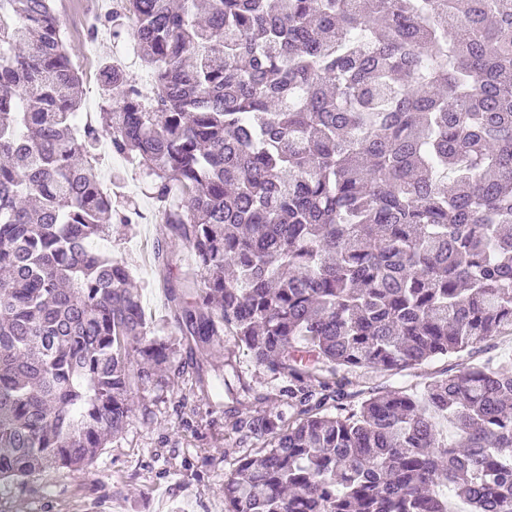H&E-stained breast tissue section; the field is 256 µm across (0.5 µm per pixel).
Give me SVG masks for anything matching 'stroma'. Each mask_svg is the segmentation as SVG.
Segmentation results:
<instances>
[{
    "mask_svg": "<svg viewBox=\"0 0 512 512\" xmlns=\"http://www.w3.org/2000/svg\"><path fill=\"white\" fill-rule=\"evenodd\" d=\"M115 6V0H72L62 11L67 50L82 78V118L99 110L100 63L125 49V39L96 28L99 17ZM97 168L105 186L113 172L123 173L122 192L140 219L132 231L94 246L130 262L144 312L163 329L169 314L164 280L183 281L195 265L194 255L162 224L161 204L138 169L108 149L100 151ZM178 359L185 364L183 376L135 392L127 426L89 465L29 477L0 495V512H225L228 424L236 413L265 418L277 412L288 380L258 366L230 335L211 355L194 361L182 351ZM220 378L227 385L221 396L201 390V383Z\"/></svg>",
    "mask_w": 512,
    "mask_h": 512,
    "instance_id": "stroma-1",
    "label": "stroma"
}]
</instances>
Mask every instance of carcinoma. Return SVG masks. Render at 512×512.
<instances>
[{"mask_svg":"<svg viewBox=\"0 0 512 512\" xmlns=\"http://www.w3.org/2000/svg\"><path fill=\"white\" fill-rule=\"evenodd\" d=\"M55 2L0 0V488L82 469L184 373L176 346L228 331L288 376L291 414L231 422L269 439L226 512H512V373L357 402L327 381L512 332V0H120L101 24L133 21L152 94L104 63L82 126ZM105 135L157 200L179 190L175 344L92 247L137 215L101 185Z\"/></svg>","mask_w":512,"mask_h":512,"instance_id":"cac0c4a2","label":"carcinoma"}]
</instances>
